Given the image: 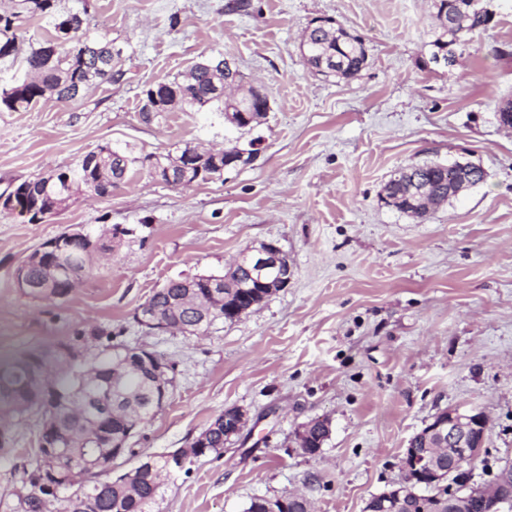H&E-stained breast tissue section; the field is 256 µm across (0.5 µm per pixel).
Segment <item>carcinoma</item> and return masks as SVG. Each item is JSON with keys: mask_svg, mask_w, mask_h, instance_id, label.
Listing matches in <instances>:
<instances>
[{"mask_svg": "<svg viewBox=\"0 0 512 512\" xmlns=\"http://www.w3.org/2000/svg\"><path fill=\"white\" fill-rule=\"evenodd\" d=\"M435 8L436 27L441 33L429 43L431 63L445 55L446 47L464 45L467 35L485 30L492 21L478 8L469 6V0H435ZM86 15L85 8L58 13L57 0H12L11 9L0 13V61H16L23 18L46 19L54 29L51 38L29 44L22 57L23 79L0 85V112H26L41 99L74 100L95 85L122 77L123 71L113 63L112 44L90 36ZM302 44L307 49L306 64L325 77L352 78L367 61L364 39L332 26L328 19H320L309 28ZM234 82H241V75L237 70H227L224 54L210 55L194 64L188 74L150 85L143 92L139 112L150 122L176 107L183 112H198L206 105H214L218 111L235 116L261 111V94L253 88L243 98L230 100L224 96L225 85ZM99 155L91 167L86 165L85 157H80L75 165L61 171L62 177L48 184L37 177L22 181L18 187L26 189V194L16 198V205L23 211L29 204L41 210L59 208L82 185L87 187L101 179L110 186L113 179L124 178L135 164H153L151 155L132 157L108 146L99 148ZM195 161L198 166L187 171L175 168L172 177H163V182L174 185L187 176L196 177L200 168L208 171L213 167L210 157L198 154ZM484 179L483 169L470 166L465 170L456 161L413 166L388 181L385 204L403 214L424 218L426 213L416 211L415 190L423 189L441 204L457 195L460 187H472ZM83 249L75 244L49 253L31 264V276L39 282L56 279L51 297L69 296L81 283L77 271ZM254 268L255 263L248 259L215 279L199 276L190 282L170 280L153 291L146 303L176 331L180 324L200 321L196 304L202 299H247L253 289L244 290L240 285L257 284ZM75 350V346L64 342L54 347L53 352L62 357L71 353L75 357L68 364L50 359L40 388L33 383L28 364L21 362L19 356L8 363L7 371L0 372V424L14 431L35 419L39 442L35 456H40L42 441L51 448L63 449L73 476L63 499L56 503L44 489L39 460H34L31 469L23 470L10 512H72V492L82 496L81 512H153L168 485L180 474L178 470H166L164 455L142 457L140 466L124 482H98L90 475L89 466L96 455L110 456L118 450L114 445L123 441L132 420L148 421L153 417L154 384L130 346L108 344L91 360L81 359ZM115 357L127 358L119 377V400L114 397L112 385ZM207 441L205 456H222L226 444L224 425L208 429ZM118 451L122 457L134 454L126 447Z\"/></svg>", "mask_w": 512, "mask_h": 512, "instance_id": "cac0c4a2", "label": "carcinoma"}]
</instances>
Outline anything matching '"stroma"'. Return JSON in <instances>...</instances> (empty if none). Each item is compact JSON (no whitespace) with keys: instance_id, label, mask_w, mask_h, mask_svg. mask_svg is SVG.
Masks as SVG:
<instances>
[{"instance_id":"35a3bbf8","label":"stroma","mask_w":512,"mask_h":512,"mask_svg":"<svg viewBox=\"0 0 512 512\" xmlns=\"http://www.w3.org/2000/svg\"><path fill=\"white\" fill-rule=\"evenodd\" d=\"M59 0L87 9L91 36L119 52L123 77L69 102L0 112V193L74 164L101 146L179 155L188 145L247 147L251 163L221 179L173 187L132 167L99 197L76 192L44 222L0 209V357L68 342L87 354L124 344L173 365L168 401L128 445L140 455L187 447L224 408L248 417L220 458L195 461L159 512H243L256 495L295 492L312 512H363L402 479L410 437L439 410L489 419L475 483L512 462V129L496 111L512 101V0H493L485 31L454 65L428 64L433 0ZM364 38L367 63L348 80L305 64L299 43L314 20ZM223 52L243 88L269 112L237 129L223 113H167L143 121L149 84ZM472 163L484 182L426 220L384 204L392 175L423 162ZM133 229L99 257L66 298L34 301L16 267L70 228ZM274 241L295 275L233 322L185 336L148 333L133 315L168 280L221 274L243 251ZM328 420L320 454L297 433ZM35 428L0 455V503L31 464Z\"/></svg>"}]
</instances>
